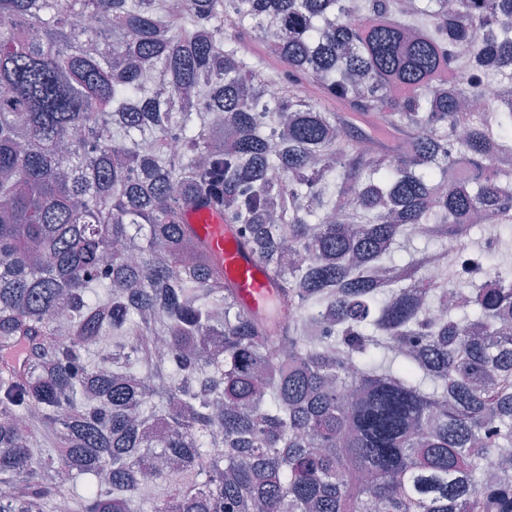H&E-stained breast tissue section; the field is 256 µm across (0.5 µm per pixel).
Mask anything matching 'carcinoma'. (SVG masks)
Instances as JSON below:
<instances>
[{
  "mask_svg": "<svg viewBox=\"0 0 512 512\" xmlns=\"http://www.w3.org/2000/svg\"><path fill=\"white\" fill-rule=\"evenodd\" d=\"M507 154L512 0H0V512H512ZM190 222L224 258L226 271L241 284V295L256 307H267L273 291L262 273L261 263L256 256L236 248L231 238L224 237L222 217L207 209H201L191 215Z\"/></svg>",
  "mask_w": 512,
  "mask_h": 512,
  "instance_id": "1",
  "label": "carcinoma"
}]
</instances>
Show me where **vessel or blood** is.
<instances>
[{"mask_svg": "<svg viewBox=\"0 0 512 512\" xmlns=\"http://www.w3.org/2000/svg\"><path fill=\"white\" fill-rule=\"evenodd\" d=\"M191 223L221 255L228 274L240 283L242 296L255 306H268L273 292L262 273L260 261L254 255L243 253L231 238L225 237L222 217L202 209L192 214Z\"/></svg>", "mask_w": 512, "mask_h": 512, "instance_id": "1", "label": "vessel or blood"}]
</instances>
